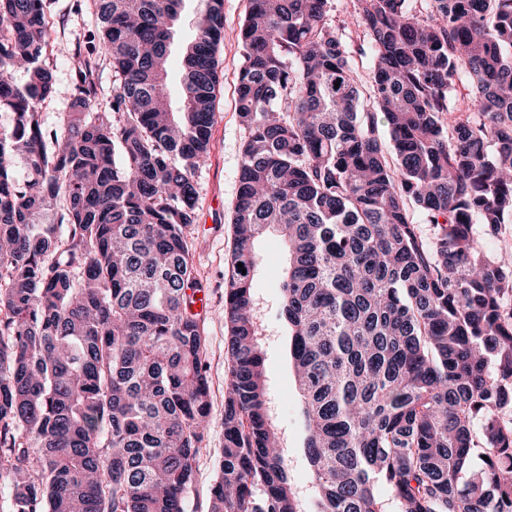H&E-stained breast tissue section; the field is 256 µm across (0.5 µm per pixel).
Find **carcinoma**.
<instances>
[{
  "mask_svg": "<svg viewBox=\"0 0 512 512\" xmlns=\"http://www.w3.org/2000/svg\"><path fill=\"white\" fill-rule=\"evenodd\" d=\"M47 2L0 0V470L15 512H185L211 416L186 230L212 150L224 0H202L177 112L184 0H90L98 46L76 54L52 128ZM355 5L373 51L367 111L332 0H250L240 28L246 140L208 512H304L252 291L271 234L314 512H512V262L475 230L512 224V0ZM98 48L108 109L90 80ZM460 88L474 111L451 121ZM199 2L197 0H186L183 10L175 24L174 41L171 45V55L169 60V68L171 80L169 82L170 96L174 106L178 105L179 96V69L180 61L184 47L193 35L195 29L196 14ZM97 62L94 72L95 81L99 87L97 102L103 108H107L112 102V65L104 53L99 54Z\"/></svg>",
  "mask_w": 512,
  "mask_h": 512,
  "instance_id": "1",
  "label": "carcinoma"
}]
</instances>
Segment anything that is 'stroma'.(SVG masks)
Returning <instances> with one entry per match:
<instances>
[{"label": "stroma", "mask_w": 512, "mask_h": 512, "mask_svg": "<svg viewBox=\"0 0 512 512\" xmlns=\"http://www.w3.org/2000/svg\"><path fill=\"white\" fill-rule=\"evenodd\" d=\"M198 7V0H185L174 27L169 60V89L174 99L179 96L182 52L194 32ZM249 7L250 0H224V41L218 52L219 89L212 128L213 148L196 176L198 218L187 229V236L194 244L197 278L203 285L205 358L212 410L205 439L206 450L196 464L186 512H207L210 489L219 474L224 444V389L230 378L225 356L224 290L232 249V210L246 138L235 111V85L242 64L240 26ZM49 16L50 42L55 45L56 52L49 57L47 64L53 73L57 92L46 101L42 110L46 125L51 126L59 113L69 109L68 92L74 74L72 56L89 31L95 30L96 24L89 6H77L76 0H51ZM331 19L349 53L354 80L361 90H368L372 48L356 23L353 0H332ZM260 249L262 266L254 279L253 290L263 307L268 400L284 438L289 471L306 512H312L311 471L304 455L305 430L300 415V397L288 356V333L280 319V244L276 237L270 236L262 241Z\"/></svg>", "instance_id": "1"}]
</instances>
